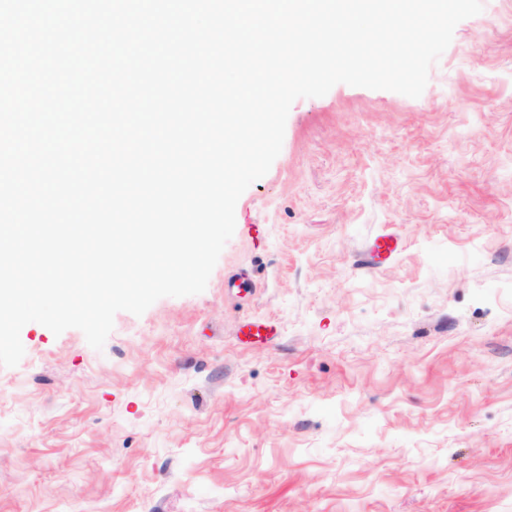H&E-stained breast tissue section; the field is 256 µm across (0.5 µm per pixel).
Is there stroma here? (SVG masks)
Wrapping results in <instances>:
<instances>
[{
    "mask_svg": "<svg viewBox=\"0 0 512 512\" xmlns=\"http://www.w3.org/2000/svg\"><path fill=\"white\" fill-rule=\"evenodd\" d=\"M482 2L420 97L293 102L204 292L99 351L22 328L0 512H512V0ZM401 249V239L397 234L386 231L376 236L369 246V256L377 264L387 263L395 258ZM237 336L248 343L264 342L277 336L275 325L267 321L245 320L238 326Z\"/></svg>",
    "mask_w": 512,
    "mask_h": 512,
    "instance_id": "35a3bbf8",
    "label": "stroma"
}]
</instances>
